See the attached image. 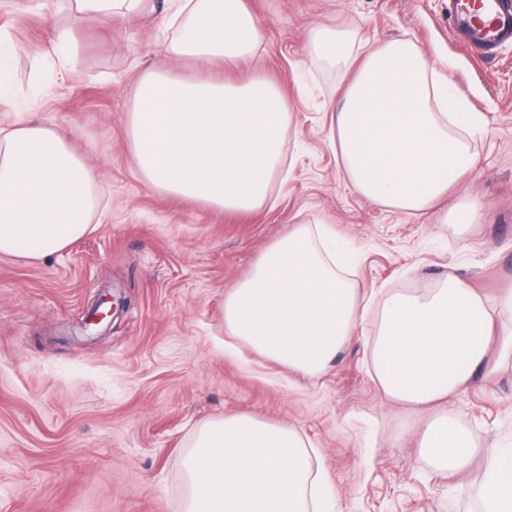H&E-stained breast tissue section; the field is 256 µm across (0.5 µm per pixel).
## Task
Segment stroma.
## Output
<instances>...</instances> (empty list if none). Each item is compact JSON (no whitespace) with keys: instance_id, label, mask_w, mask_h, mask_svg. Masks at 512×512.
<instances>
[{"instance_id":"stroma-1","label":"stroma","mask_w":512,"mask_h":512,"mask_svg":"<svg viewBox=\"0 0 512 512\" xmlns=\"http://www.w3.org/2000/svg\"><path fill=\"white\" fill-rule=\"evenodd\" d=\"M262 43L233 79L259 70L285 95L288 164L257 212L204 209L160 194L136 173L127 96L136 68H167L152 20L126 27L62 9L75 38L54 62L42 0H0V41L13 93L0 128L55 126L96 170L104 209L94 234L38 262L0 258V512H183V460L198 427L229 414L295 428L335 486L333 512H484L486 458L512 448V357L476 372L447 407L414 410L373 381L371 349L383 301L435 287L456 269L477 291L512 288V45L479 58L456 39L447 0H246ZM351 32L356 44L417 43L485 120L473 173L441 201H476L466 230L435 212L408 215L348 188L332 113L345 83L306 48L310 29ZM298 224H323L352 255L348 275L367 302L354 334L309 379L246 344L224 349V297L259 255ZM124 306L75 341L101 292ZM461 420L479 449L460 474L433 469L419 448L427 423Z\"/></svg>"}]
</instances>
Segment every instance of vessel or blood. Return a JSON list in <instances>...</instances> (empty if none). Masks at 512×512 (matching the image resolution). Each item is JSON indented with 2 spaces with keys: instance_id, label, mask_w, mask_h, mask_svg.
Segmentation results:
<instances>
[{
  "instance_id": "vessel-or-blood-1",
  "label": "vessel or blood",
  "mask_w": 512,
  "mask_h": 512,
  "mask_svg": "<svg viewBox=\"0 0 512 512\" xmlns=\"http://www.w3.org/2000/svg\"><path fill=\"white\" fill-rule=\"evenodd\" d=\"M448 22L479 55L512 44V0H448Z\"/></svg>"
}]
</instances>
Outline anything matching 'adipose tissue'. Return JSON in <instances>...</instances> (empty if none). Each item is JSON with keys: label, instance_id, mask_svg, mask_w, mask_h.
Returning a JSON list of instances; mask_svg holds the SVG:
<instances>
[{"label": "adipose tissue", "instance_id": "1", "mask_svg": "<svg viewBox=\"0 0 512 512\" xmlns=\"http://www.w3.org/2000/svg\"><path fill=\"white\" fill-rule=\"evenodd\" d=\"M78 12L136 23L154 0H75ZM163 48L174 75L144 68L129 92L128 148L153 190L224 212L268 202L284 166L287 100L263 74L213 80L198 70L253 55L262 26L245 0H171ZM347 78L333 136L348 184L396 210L419 215L473 171L470 139L483 123L456 97L420 48L406 40L355 46L349 33L316 26L309 36ZM99 183L56 127L24 121L0 129V257L37 261L96 231ZM329 230L296 225L267 247L248 278L224 298V330L259 354L306 376L324 371L358 321L359 295L325 249ZM512 355V288L495 300L455 271L416 295L383 305L372 350L373 379L386 397L422 407L448 401L489 358L492 332ZM420 447L439 470L465 471L477 448L450 416L425 429ZM184 512H328L333 494L313 472L309 444L294 429L243 414L204 423L185 457ZM483 490L487 512H512V457L493 456Z\"/></svg>", "mask_w": 512, "mask_h": 512}]
</instances>
